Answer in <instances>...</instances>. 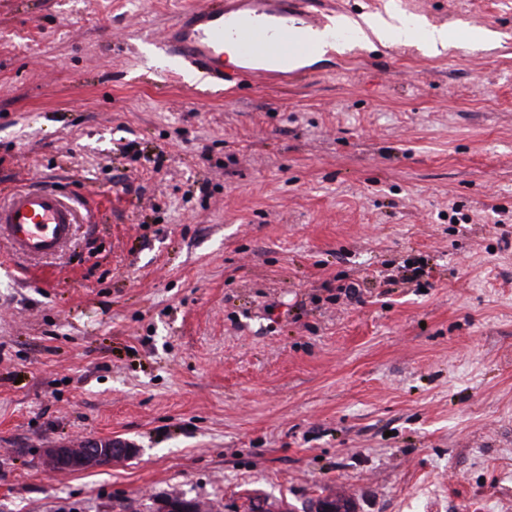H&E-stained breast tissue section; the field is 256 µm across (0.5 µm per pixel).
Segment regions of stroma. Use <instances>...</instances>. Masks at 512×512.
<instances>
[{"label":"stroma","mask_w":512,"mask_h":512,"mask_svg":"<svg viewBox=\"0 0 512 512\" xmlns=\"http://www.w3.org/2000/svg\"><path fill=\"white\" fill-rule=\"evenodd\" d=\"M334 2L454 42L202 94L158 37L206 0H0V200L83 199L58 255L0 243V512H512V0ZM137 448L125 441L83 439L76 444L51 445L43 451V463L54 471H83L133 457Z\"/></svg>","instance_id":"obj_1"}]
</instances>
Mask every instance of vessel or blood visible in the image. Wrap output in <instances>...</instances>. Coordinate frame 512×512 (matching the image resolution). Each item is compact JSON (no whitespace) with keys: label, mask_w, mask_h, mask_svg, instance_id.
<instances>
[{"label":"vessel or blood","mask_w":512,"mask_h":512,"mask_svg":"<svg viewBox=\"0 0 512 512\" xmlns=\"http://www.w3.org/2000/svg\"><path fill=\"white\" fill-rule=\"evenodd\" d=\"M310 0H218L186 10L162 33L165 53L201 77L202 89L245 82L303 81L299 59L318 55L336 38V24L310 10ZM234 52L235 64L225 63ZM78 221L73 199L46 186L18 190L0 203V241L31 259L57 255Z\"/></svg>","instance_id":"vessel-or-blood-1"}]
</instances>
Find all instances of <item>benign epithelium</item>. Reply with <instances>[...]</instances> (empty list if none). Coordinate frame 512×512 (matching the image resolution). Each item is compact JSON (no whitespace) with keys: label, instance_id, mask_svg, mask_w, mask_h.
<instances>
[{"label":"benign epithelium","instance_id":"obj_1","mask_svg":"<svg viewBox=\"0 0 512 512\" xmlns=\"http://www.w3.org/2000/svg\"><path fill=\"white\" fill-rule=\"evenodd\" d=\"M137 449L125 441L83 439L75 444L51 445L43 451V463L54 471H83L133 457Z\"/></svg>","mask_w":512,"mask_h":512}]
</instances>
